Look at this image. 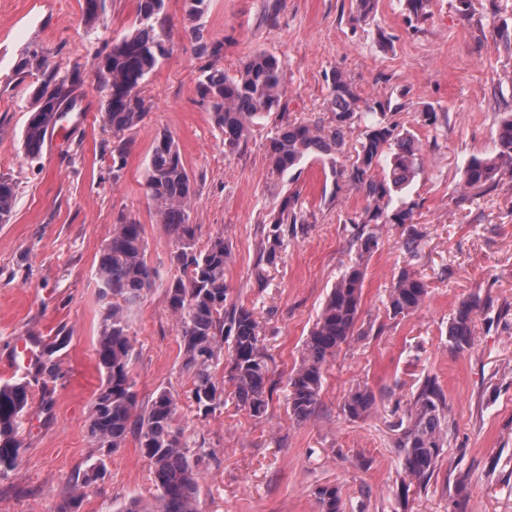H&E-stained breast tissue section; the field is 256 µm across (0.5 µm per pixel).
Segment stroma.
Segmentation results:
<instances>
[{"label":"stroma","mask_w":512,"mask_h":512,"mask_svg":"<svg viewBox=\"0 0 512 512\" xmlns=\"http://www.w3.org/2000/svg\"><path fill=\"white\" fill-rule=\"evenodd\" d=\"M185 9L186 0H164L174 47L142 87L152 108L116 175L113 137L100 120L96 54L134 29L137 0H106L104 22L94 27L84 22V0H0V176L17 191L10 221L0 224V382L11 377L6 363L18 337L41 349L59 333L70 336L55 355L58 375L31 381L19 429L25 451L0 475V512H57L100 459L106 475L86 489L80 512H120L131 497L157 496L135 437L106 455L89 433L102 383L94 345L105 303L96 267L123 213L143 224L146 260L159 273L131 316L138 401L147 406L163 387L175 394L184 438L206 454L198 512H319L316 492L327 484L340 488L343 512H512V174L488 194L457 200L464 167L492 150L502 99L512 96V46L487 42L494 22L512 17V0H472L465 16L453 0H431L426 17L415 20L405 0H378L360 23L354 0H208L200 23L224 52L207 62L186 37ZM258 51L281 60L287 91L280 108L231 149L197 84L204 66L232 73ZM35 53L63 70L79 67L83 76L80 113L56 128L37 160L22 139L42 80L24 65ZM336 70L362 95L401 101L393 118L423 155L421 173L402 192L420 204L422 237L412 255L400 228L377 226L359 333L328 360L317 410L298 421L288 411V378L330 289L356 258L348 219L365 199L334 188L317 160L305 161L290 182L271 170L266 150L281 123L328 126ZM429 106L439 116L433 127L419 120ZM163 130L174 135L192 173L196 246L224 235L232 249L224 272L229 299L259 322L275 382L263 417L242 409L229 384L209 414L192 402L180 322L165 295L179 273L174 246L144 193L151 146ZM294 187L311 220L285 238L276 267L260 269L262 228ZM405 270L429 293L421 310L393 319L388 291ZM472 298L481 301L473 343L458 351L448 342V323ZM428 376L446 395L448 437L422 489L403 472L394 423ZM364 385L376 405L368 417L349 419L344 400Z\"/></svg>","instance_id":"stroma-1"}]
</instances>
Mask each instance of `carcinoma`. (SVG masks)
I'll use <instances>...</instances> for the list:
<instances>
[{
	"label": "carcinoma",
	"instance_id": "carcinoma-1",
	"mask_svg": "<svg viewBox=\"0 0 512 512\" xmlns=\"http://www.w3.org/2000/svg\"><path fill=\"white\" fill-rule=\"evenodd\" d=\"M163 5L164 0H138L135 29L106 45L99 55L98 87L104 92L101 118L112 131V172L116 179L132 145L133 131L141 126L150 110V104L141 95L142 84L172 51L170 34L161 17ZM206 8L207 0H187L185 32L197 56L212 58L222 54L224 43L210 42L204 37L199 20ZM104 11L105 0H85V23L97 22ZM33 61L44 79L32 94L23 145L27 155L36 160L48 135L76 108L75 91L82 79L77 66L62 74L44 56L35 54ZM197 92L213 112L226 145L236 148L249 138L259 121L281 106L285 92L283 66L275 55L258 52L232 75L220 70L203 71ZM399 108L401 105H392L389 97H362L350 78L338 71L332 76L328 99V133H322L316 125L288 122L269 138L267 160L276 172L289 173L312 157L329 166L335 181L345 180L366 201L365 208L349 218L354 225L358 260L345 269L331 288L305 339L304 358L289 377L288 409L298 421L308 419L316 411L328 358L358 333L365 280L362 258L379 246L374 226H399L408 249L416 247L422 236L415 225L419 203L401 200L393 204L394 196L422 168L414 137L392 119V113ZM365 118L369 125L357 140L355 160L348 168L337 167L336 154L345 146L348 130ZM504 171H512V109L500 125L493 151L472 158L465 166L464 188L489 193ZM144 188L176 246L171 261L180 275L169 281L165 293L170 310L181 323L182 368L192 377V400L204 413L221 405L224 388L214 370L226 354L225 371L239 405L250 416L262 417L275 383L270 379V369L259 346V324L251 309L228 301L224 269L231 251L224 236L210 238L202 250L196 247L197 225L190 222L194 183L180 147L169 132H161L154 139ZM15 201L14 184L0 178L1 224L10 220ZM298 205L299 192L290 191L283 197L278 210L263 227L265 247L260 261L276 264L286 234L294 233L296 225L307 223ZM96 275L101 297L106 300L95 346L97 365L105 379L95 398L90 436L98 447L111 454L124 446L131 430H137L138 447L148 459L154 477L156 512H196L194 503L203 456L191 452L188 442L182 440V431L176 425V396L164 387L146 408L137 404L129 316L156 279V271L145 259L142 224L125 215L117 219L112 237L100 254ZM427 295V284L405 271L390 287L387 312L394 318L409 316L422 307ZM478 306L477 299L464 302L451 318L448 342L454 349L461 351L471 346ZM68 341L67 336H57L45 347L36 374L49 378L57 374L59 365L54 355ZM375 403L373 391L358 386L345 398L343 411L353 420L364 419ZM28 405L27 383L0 382V474L14 469L24 451L18 429ZM446 409V398L438 381L428 377L413 395L407 423L398 424L401 433L396 448L403 470L421 488L432 479L445 445ZM105 471V460L91 464L83 473L82 486H92ZM317 500L319 512H342L341 491L336 486L319 488Z\"/></svg>",
	"mask_w": 512,
	"mask_h": 512
}]
</instances>
